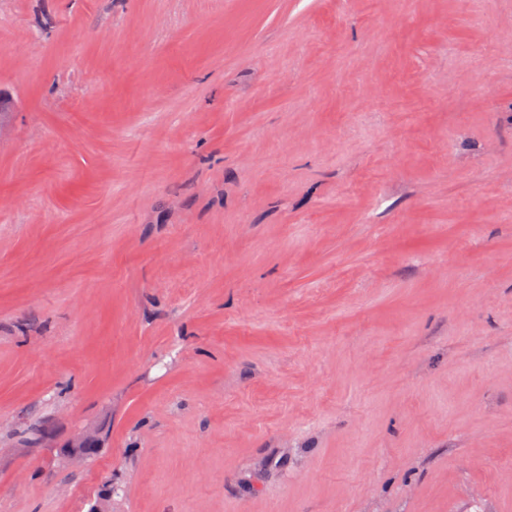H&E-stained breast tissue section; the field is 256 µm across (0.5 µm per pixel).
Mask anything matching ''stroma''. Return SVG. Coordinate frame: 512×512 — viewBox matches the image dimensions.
I'll list each match as a JSON object with an SVG mask.
<instances>
[{"label":"stroma","instance_id":"stroma-1","mask_svg":"<svg viewBox=\"0 0 512 512\" xmlns=\"http://www.w3.org/2000/svg\"><path fill=\"white\" fill-rule=\"evenodd\" d=\"M111 486L512 512V0H0V512Z\"/></svg>","mask_w":512,"mask_h":512}]
</instances>
